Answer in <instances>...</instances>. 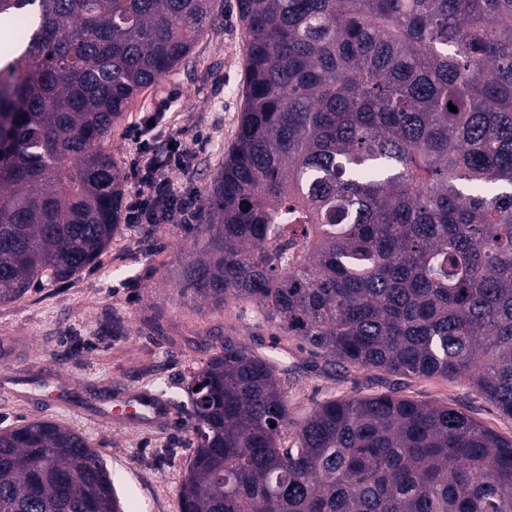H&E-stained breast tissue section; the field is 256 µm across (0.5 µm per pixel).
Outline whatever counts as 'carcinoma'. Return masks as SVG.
Masks as SVG:
<instances>
[{
  "instance_id": "1",
  "label": "carcinoma",
  "mask_w": 512,
  "mask_h": 512,
  "mask_svg": "<svg viewBox=\"0 0 512 512\" xmlns=\"http://www.w3.org/2000/svg\"><path fill=\"white\" fill-rule=\"evenodd\" d=\"M247 75L180 294L332 361L462 380L512 417V0H237ZM0 303L95 266L122 220L105 136L215 0H0ZM457 107L452 112L449 106ZM275 362L226 340L184 391L180 512H512V439L392 393L296 426ZM0 512H125L86 436L0 429Z\"/></svg>"
}]
</instances>
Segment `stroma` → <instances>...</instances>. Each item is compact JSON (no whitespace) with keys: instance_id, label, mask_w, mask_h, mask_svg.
<instances>
[{"instance_id":"obj_1","label":"stroma","mask_w":512,"mask_h":512,"mask_svg":"<svg viewBox=\"0 0 512 512\" xmlns=\"http://www.w3.org/2000/svg\"><path fill=\"white\" fill-rule=\"evenodd\" d=\"M221 18L189 57L146 89L103 142L133 192L134 133L165 154L169 133H180L187 168L171 178L183 196L203 201L237 132L246 80V34L236 0H216ZM186 224L121 222L100 262L79 277L0 304V428L49 419L89 438L106 460L126 512H180L178 486L193 434L182 377L224 339L247 343L279 366L292 417L302 421L320 404L384 392L447 405L504 438L512 417L469 384L418 378L353 365L329 368L298 339L272 329L251 304L199 309L179 293V273L193 251ZM85 349L71 351L73 337ZM65 391V406L49 392ZM153 397L162 418L154 425L111 416L120 395ZM177 445L182 459L159 467L155 449Z\"/></svg>"}]
</instances>
